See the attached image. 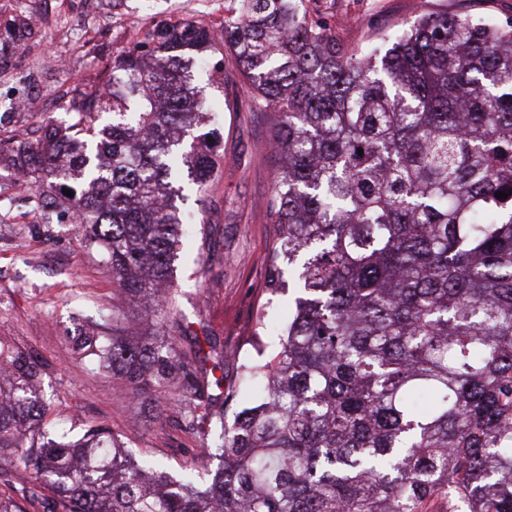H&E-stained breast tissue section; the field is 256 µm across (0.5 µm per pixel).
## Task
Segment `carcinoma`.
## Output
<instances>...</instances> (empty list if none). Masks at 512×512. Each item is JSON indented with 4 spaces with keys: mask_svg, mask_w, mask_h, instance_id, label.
Returning <instances> with one entry per match:
<instances>
[{
    "mask_svg": "<svg viewBox=\"0 0 512 512\" xmlns=\"http://www.w3.org/2000/svg\"><path fill=\"white\" fill-rule=\"evenodd\" d=\"M231 2L219 29L143 30L112 96L12 158L112 276V335L73 351L217 439L178 479L105 428L67 440L45 421L50 365L0 341V484L29 475L0 512H512V19L426 9L355 52L319 0ZM212 56L272 114L268 300L292 289L280 349L236 385L171 284L197 221L174 179L205 192L222 163L194 64Z\"/></svg>",
    "mask_w": 512,
    "mask_h": 512,
    "instance_id": "obj_1",
    "label": "carcinoma"
}]
</instances>
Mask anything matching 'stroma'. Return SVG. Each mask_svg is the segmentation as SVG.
<instances>
[{"label":"stroma","mask_w":512,"mask_h":512,"mask_svg":"<svg viewBox=\"0 0 512 512\" xmlns=\"http://www.w3.org/2000/svg\"><path fill=\"white\" fill-rule=\"evenodd\" d=\"M452 12L512 18V0H336L329 16L349 48L379 44L384 34L413 20L424 5ZM40 18L43 28L24 56H0V167L9 151L35 141L48 122H70L84 92L112 77V60L132 45L134 33L173 16L220 26L224 0H121L96 14L86 0H0V23L17 14ZM37 89L42 111L11 110V98ZM212 124L224 154L221 174L207 194L186 191L183 209L201 216L174 265L173 281L186 316L202 321L239 358L255 357L257 344L273 353L277 340L256 338L258 311L266 298L273 230L259 202L276 163L268 148L272 118L249 111L241 76L224 70ZM30 192L21 181L0 179V336L35 349L54 370L55 401L47 422L81 432L106 427L121 436L137 458L160 462L171 476L191 465L201 438L184 433L168 405L143 408L140 423L129 418L128 400L111 378L78 359L69 337L76 318L106 319L112 279L83 232L69 218L39 223Z\"/></svg>","instance_id":"35a3bbf8"}]
</instances>
